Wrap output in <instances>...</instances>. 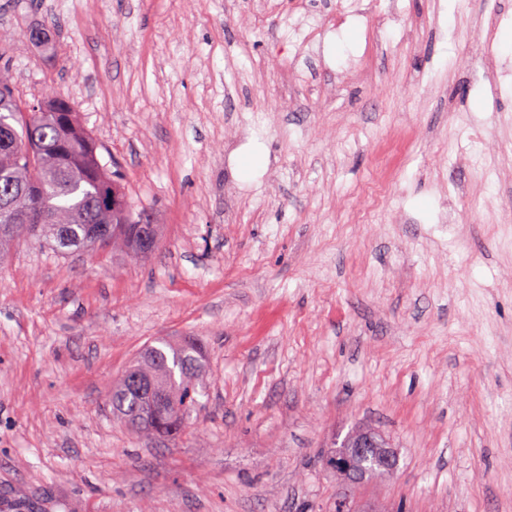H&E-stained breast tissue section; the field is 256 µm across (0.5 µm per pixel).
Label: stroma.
I'll list each match as a JSON object with an SVG mask.
<instances>
[{"instance_id":"35a3bbf8","label":"stroma","mask_w":512,"mask_h":512,"mask_svg":"<svg viewBox=\"0 0 512 512\" xmlns=\"http://www.w3.org/2000/svg\"><path fill=\"white\" fill-rule=\"evenodd\" d=\"M0 65L160 226L0 262V512H512V0H0ZM158 338L205 393L146 442L108 395Z\"/></svg>"}]
</instances>
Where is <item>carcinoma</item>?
Returning a JSON list of instances; mask_svg holds the SVG:
<instances>
[{"instance_id":"1","label":"carcinoma","mask_w":512,"mask_h":512,"mask_svg":"<svg viewBox=\"0 0 512 512\" xmlns=\"http://www.w3.org/2000/svg\"><path fill=\"white\" fill-rule=\"evenodd\" d=\"M99 149L68 101L25 106L8 70L0 69V198L8 204L0 209V225H19L11 235L0 234L1 257L14 242L29 238L59 251L83 247L144 258L137 224L148 212L136 208ZM203 368L201 348L191 340L146 345L112 388L113 417L145 438L179 431L198 409ZM136 377L153 383L168 400L153 420L139 417Z\"/></svg>"}]
</instances>
